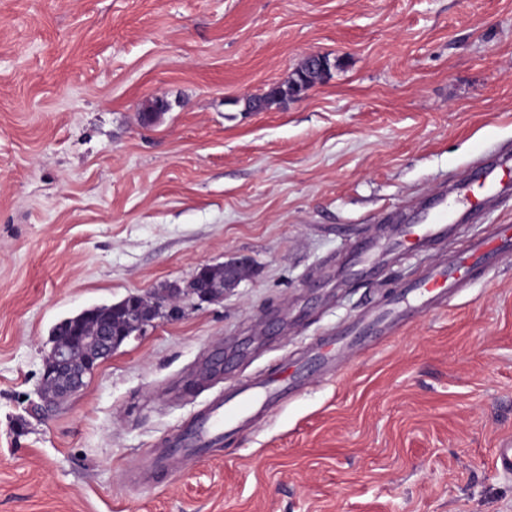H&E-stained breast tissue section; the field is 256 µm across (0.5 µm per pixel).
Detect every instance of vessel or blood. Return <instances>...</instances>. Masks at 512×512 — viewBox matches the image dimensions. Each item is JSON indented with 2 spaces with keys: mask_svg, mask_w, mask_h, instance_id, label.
Listing matches in <instances>:
<instances>
[{
  "mask_svg": "<svg viewBox=\"0 0 512 512\" xmlns=\"http://www.w3.org/2000/svg\"><path fill=\"white\" fill-rule=\"evenodd\" d=\"M512 196V151L491 152L487 162L478 164L470 176L427 198L414 222L401 225L397 249L419 252L451 239L457 225L494 200ZM375 239H361L348 248L349 266L359 276L373 277L381 270L375 257ZM512 257V228L500 225L492 232L470 237L452 252L446 264L430 268L425 275L404 284L393 302L368 306L357 320L336 334L335 346L358 348L385 334L393 326L411 322L429 308L441 306L466 288L475 270L489 269ZM304 386L300 367L276 371L255 384L241 386L233 393L215 398L170 437L174 453L198 458L211 446L238 433L256 415L284 398L297 395Z\"/></svg>",
  "mask_w": 512,
  "mask_h": 512,
  "instance_id": "vessel-or-blood-1",
  "label": "vessel or blood"
}]
</instances>
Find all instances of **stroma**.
Here are the masks:
<instances>
[{"label": "stroma", "mask_w": 512, "mask_h": 512, "mask_svg": "<svg viewBox=\"0 0 512 512\" xmlns=\"http://www.w3.org/2000/svg\"><path fill=\"white\" fill-rule=\"evenodd\" d=\"M311 52L302 99H242ZM167 109L142 122L147 100ZM512 149V0H0V512H512V262L199 459L144 460L219 391L387 303L452 242L341 276ZM247 259L35 414L55 324ZM305 60L308 61L310 74L308 77H301L288 93V98H303L317 84L323 82L331 68L330 59L320 53H309ZM379 249L378 242L373 239H361L348 247L349 266L357 275L371 278L378 274L382 263L374 256Z\"/></svg>", "instance_id": "obj_1"}]
</instances>
